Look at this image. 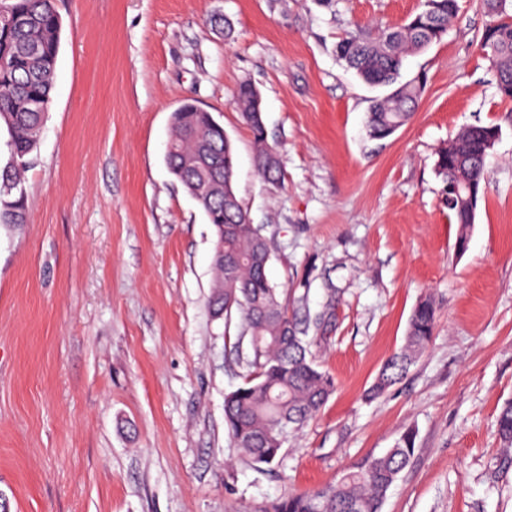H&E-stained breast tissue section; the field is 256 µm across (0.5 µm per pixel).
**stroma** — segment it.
I'll return each mask as SVG.
<instances>
[{"label": "stroma", "instance_id": "35a3bbf8", "mask_svg": "<svg viewBox=\"0 0 512 512\" xmlns=\"http://www.w3.org/2000/svg\"><path fill=\"white\" fill-rule=\"evenodd\" d=\"M421 0H57L52 104L24 176L26 222L0 225V504L7 512H258L416 435L383 512H512V101L482 48L481 0L409 55L411 121L368 138L374 95L336 53ZM226 18L232 38L210 23ZM260 92L282 177L265 182L234 105ZM193 100L231 139L235 189L337 391L279 458L255 465L224 423L248 373L240 318L209 305L215 235L165 163ZM500 137L457 255L436 153L474 123ZM434 335L371 400L421 299Z\"/></svg>", "mask_w": 512, "mask_h": 512}]
</instances>
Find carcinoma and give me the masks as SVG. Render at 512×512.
I'll list each match as a JSON object with an SVG mask.
<instances>
[{"instance_id": "obj_1", "label": "carcinoma", "mask_w": 512, "mask_h": 512, "mask_svg": "<svg viewBox=\"0 0 512 512\" xmlns=\"http://www.w3.org/2000/svg\"><path fill=\"white\" fill-rule=\"evenodd\" d=\"M489 16L482 47L490 50L497 74L496 88L512 100V0H483ZM20 25L0 24V126L9 140L8 158L0 163V224L25 223L23 173L33 163L43 123L51 104L62 21L56 0H0ZM458 0H422L421 10L400 25L385 26L372 38L351 36L338 54L366 85L391 91L372 100L367 130L385 139L414 114L425 87L416 77L400 81L406 56L441 41L458 12ZM234 104L249 127L260 175L269 182L280 177L277 153L268 144L262 99L248 83L239 86ZM482 124L466 127L454 137L461 154L448 158L437 152L435 170L443 189L465 183L481 198L486 156L480 153ZM169 172L198 202L215 229L214 283L210 305L225 322L238 314L250 335L252 358L242 385L224 397V422L236 446L256 464L270 465L279 457L287 427L299 428L316 415L336 391L334 376L313 355L317 337L300 327L288 302L269 281L266 268L270 243L252 224L234 188L235 155L224 127L212 113L185 103L172 113V138L166 151ZM450 213L459 231L455 247L467 250L469 224L464 212ZM235 256L238 262L225 264ZM436 310L428 299L414 308L404 347L385 361L368 397L377 398L397 384L430 343ZM498 435L512 447V402L497 416ZM416 436L403 433L382 456L370 457L324 488L289 493L259 512H383L387 493L415 452Z\"/></svg>"}]
</instances>
